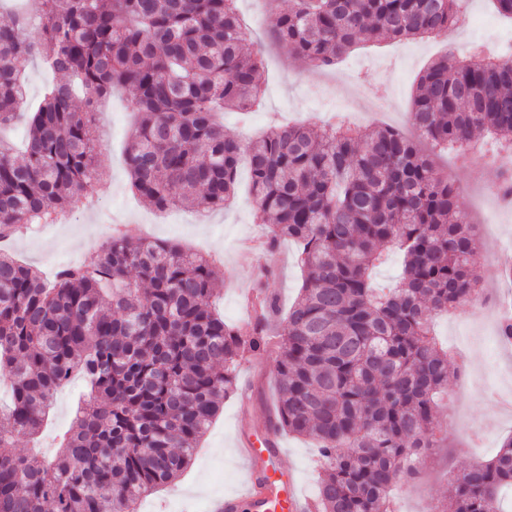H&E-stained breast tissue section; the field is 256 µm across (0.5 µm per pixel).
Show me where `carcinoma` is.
<instances>
[{
  "label": "carcinoma",
  "mask_w": 512,
  "mask_h": 512,
  "mask_svg": "<svg viewBox=\"0 0 512 512\" xmlns=\"http://www.w3.org/2000/svg\"><path fill=\"white\" fill-rule=\"evenodd\" d=\"M0 26V126L27 118L28 144L0 139V238L95 206L96 105L115 85L139 115L126 152L131 187L158 210H211L237 189L247 161L257 223L276 246L293 240L305 269L283 319L274 432L318 444V512H394L406 463L440 447L438 398L448 352L434 317L471 301L479 236L448 177L392 127L274 125L246 145L216 113L261 94L260 59L245 51L236 0H26ZM462 0H289L272 33L295 59L336 65L360 37L448 33ZM60 76L27 112L20 62ZM410 121L433 147L484 131L512 147V61L449 54L420 75ZM392 250L399 280L373 271ZM214 261L176 244L130 246L115 232L46 281L0 250V448L38 434L54 394L81 378L77 409L55 458L0 454V512H138L142 497L189 464L236 370L267 349L277 300L243 329L209 310ZM512 437L448 482L435 512H503Z\"/></svg>",
  "instance_id": "carcinoma-1"
}]
</instances>
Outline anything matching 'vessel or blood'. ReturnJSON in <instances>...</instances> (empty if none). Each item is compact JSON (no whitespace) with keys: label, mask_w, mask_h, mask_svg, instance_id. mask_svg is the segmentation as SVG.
Listing matches in <instances>:
<instances>
[{"label":"vessel or blood","mask_w":512,"mask_h":512,"mask_svg":"<svg viewBox=\"0 0 512 512\" xmlns=\"http://www.w3.org/2000/svg\"><path fill=\"white\" fill-rule=\"evenodd\" d=\"M238 453L248 468L244 488L212 500L210 512H305L309 500L302 495L294 470L281 466L278 436L267 434L258 445L240 439Z\"/></svg>","instance_id":"1"}]
</instances>
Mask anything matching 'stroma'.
Returning a JSON list of instances; mask_svg holds the SVG:
<instances>
[{
    "label": "stroma",
    "mask_w": 512,
    "mask_h": 512,
    "mask_svg": "<svg viewBox=\"0 0 512 512\" xmlns=\"http://www.w3.org/2000/svg\"><path fill=\"white\" fill-rule=\"evenodd\" d=\"M288 0H237L241 18L250 32L249 51L259 53L263 65V95L248 113L225 111L226 135L247 142L277 121L283 124L321 126L336 114V99L343 93L342 78L359 83L374 95L394 93L409 105L417 76L432 60L445 53L469 56L473 46L500 43L512 31V22L498 17L489 0H474L475 19L468 26L441 37L412 40L360 41L358 46L329 70H306L290 57L271 35L276 14ZM131 88L114 90L100 105L92 136L99 149L96 164L101 177L94 187L97 205L71 211L61 224H47L19 234L10 253L22 263L53 278L63 266L81 260L106 240L105 226L122 224L130 244L153 238L176 242L197 254L215 259V275L221 285L213 306L226 323L246 325L250 319L240 301L245 289L278 296L281 307H289L301 284L298 247L281 242L275 250L245 256L242 244L253 238L258 227L249 200L247 168L238 172L234 199L220 210L199 213L173 207L152 208L131 189L125 166V149L134 117L129 109ZM438 175L453 179L475 222L491 221L499 226L494 238H483L472 266V274L491 293L503 290V270H512V209L497 204L490 189L501 168L471 155L462 159L455 151L433 158ZM439 343L470 359V377H448V403L439 413L448 429L445 447L425 461L420 476L400 485L395 495L401 512H424L437 504L448 488V480L475 460L491 456L503 439L512 435V413L504 411L489 390L512 388V344L502 341L490 321H474L466 306L454 318L437 317L434 324ZM276 358L269 353L247 355L237 370L239 379H250L249 401L236 394L225 396L221 410L197 445L195 456L175 480L146 496V512H206L217 495L242 490L245 472L238 456V437L267 425L270 407L277 396ZM82 380L63 386L56 394L47 424L36 440L18 439L14 453L28 451L51 455L70 427ZM283 464L298 473L299 487L315 495L320 473L317 450L307 439L283 435Z\"/></svg>",
    "instance_id": "1"
}]
</instances>
